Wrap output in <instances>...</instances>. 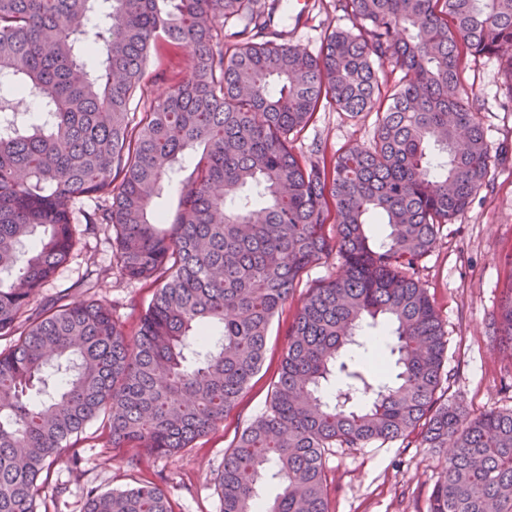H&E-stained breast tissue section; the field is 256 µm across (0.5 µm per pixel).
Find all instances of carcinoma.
<instances>
[{
  "label": "carcinoma",
  "mask_w": 512,
  "mask_h": 512,
  "mask_svg": "<svg viewBox=\"0 0 512 512\" xmlns=\"http://www.w3.org/2000/svg\"><path fill=\"white\" fill-rule=\"evenodd\" d=\"M337 2L352 27L312 55L275 24L282 0H0V80L44 104L29 125L0 107V512H35L44 470L92 421L111 447L154 457L214 429L260 369L301 273L333 254L343 273L304 298L269 408L224 454L223 512H259L268 475L282 492L265 512H329L325 449L412 438L453 441L430 512H512V409L472 417L439 402L445 332L416 278L437 227L488 176L462 65L495 57L512 81V0ZM160 39L192 46L195 65L141 113ZM325 103L376 113L372 141L329 163L295 154L290 135ZM198 146L177 211L156 210ZM375 214L388 226L378 244L365 231ZM78 224L112 227L122 276L154 288L135 335L105 304L65 294L27 315ZM380 315L396 341L345 356ZM494 325L512 355V284ZM85 512L171 510L147 482L92 490Z\"/></svg>",
  "instance_id": "1"
}]
</instances>
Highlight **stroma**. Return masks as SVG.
I'll return each instance as SVG.
<instances>
[{"label": "stroma", "mask_w": 512, "mask_h": 512, "mask_svg": "<svg viewBox=\"0 0 512 512\" xmlns=\"http://www.w3.org/2000/svg\"><path fill=\"white\" fill-rule=\"evenodd\" d=\"M293 11L299 19L288 25V42L313 55L327 31L350 25L336 0H298ZM191 54L183 44L157 43L145 69L144 102L165 97L182 81ZM461 92L472 103L490 145V170L465 212L439 226L436 246L420 260L417 276L441 317L447 339L443 398L463 403L477 416L512 408V363L504 361L491 342L489 326L512 280V85L497 58L470 57L464 63ZM375 121V114L352 118L327 105L292 136L291 145L298 156L321 154L329 160L339 149L368 144ZM339 270L333 255L302 272L269 328L259 371L215 429L191 447L156 459L109 446L106 431L92 422L64 448L62 461L50 466L48 484L36 498V512H84L90 490H122L147 481L164 489L174 512H222L216 478L224 468V454L269 406L288 330L306 294ZM63 291L72 302L96 299L111 306L130 336L153 295L151 288L120 275L112 230L105 226L81 233L69 262L30 306L48 307ZM324 463L329 512H428L447 452L397 440L329 448Z\"/></svg>", "instance_id": "35a3bbf8"}]
</instances>
